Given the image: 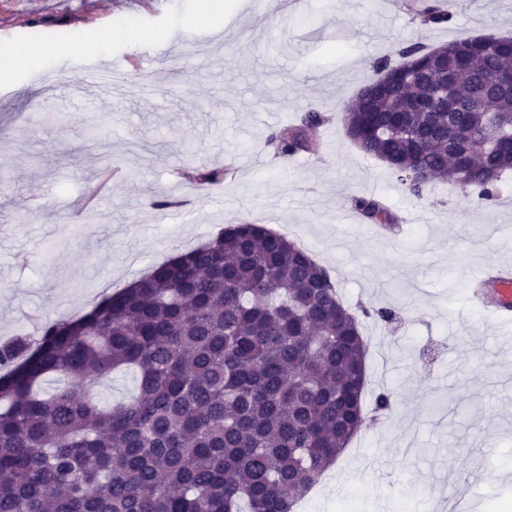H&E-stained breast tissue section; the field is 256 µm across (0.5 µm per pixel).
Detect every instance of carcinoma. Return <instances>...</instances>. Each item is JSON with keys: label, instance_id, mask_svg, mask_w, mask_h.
<instances>
[{"label": "carcinoma", "instance_id": "1", "mask_svg": "<svg viewBox=\"0 0 512 512\" xmlns=\"http://www.w3.org/2000/svg\"><path fill=\"white\" fill-rule=\"evenodd\" d=\"M422 25L450 17L418 3ZM344 111L347 136L408 195L445 179L489 201L512 170V37L400 47ZM448 95L456 111L435 99ZM307 112L268 138L276 154L318 145ZM222 169L194 164L198 185ZM373 224L393 216L355 198ZM365 340L328 271L285 235L236 224L103 297L0 343V512H295L365 423ZM132 371L134 394L100 388ZM50 375L67 380L50 393Z\"/></svg>", "mask_w": 512, "mask_h": 512}]
</instances>
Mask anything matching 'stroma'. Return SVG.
Listing matches in <instances>:
<instances>
[{"mask_svg": "<svg viewBox=\"0 0 512 512\" xmlns=\"http://www.w3.org/2000/svg\"><path fill=\"white\" fill-rule=\"evenodd\" d=\"M449 22L419 26L410 0H224L223 19L186 26L196 0H0V48L28 43L39 69L0 88V340L77 317L154 266L245 221L286 234L325 267L353 312L392 307L395 338L366 386L354 436L298 512H431L427 490L471 485L478 512H512V339L469 308V278L512 262V173L492 200L433 182L411 200L347 137L343 110L409 43L433 48L512 37V0H430ZM99 32L91 50L111 99L83 106L86 57L58 47ZM309 111L317 151L275 155L269 135ZM225 170L198 187L180 172ZM112 191L84 209L100 169ZM396 222L374 235L353 198ZM173 200L165 210L157 198Z\"/></svg>", "mask_w": 512, "mask_h": 512, "instance_id": "stroma-1", "label": "stroma"}]
</instances>
